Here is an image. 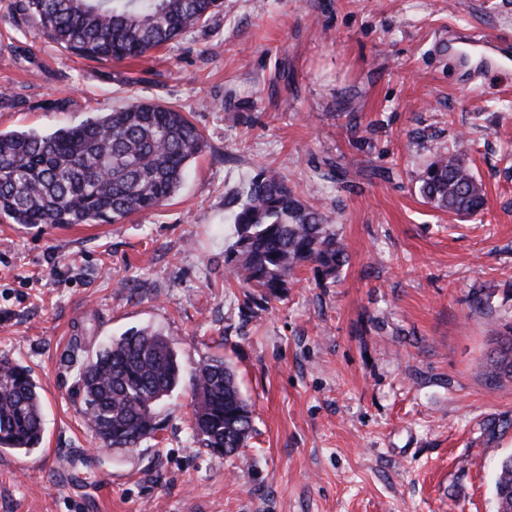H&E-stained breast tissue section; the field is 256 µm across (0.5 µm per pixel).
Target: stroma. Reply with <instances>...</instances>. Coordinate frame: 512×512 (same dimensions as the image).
<instances>
[{"label": "stroma", "mask_w": 512, "mask_h": 512, "mask_svg": "<svg viewBox=\"0 0 512 512\" xmlns=\"http://www.w3.org/2000/svg\"><path fill=\"white\" fill-rule=\"evenodd\" d=\"M13 4L0 0V131L139 98L188 113L207 147L157 212L0 220V359L31 370L44 417L40 448L0 450V512H496L512 378L486 371L512 322V68L459 64L448 37L512 52V0H223L124 62L67 53ZM461 138L487 192L473 218L418 191ZM337 162L348 182L316 178ZM263 167L333 220L348 263L333 282L303 266L247 312L225 274L229 200ZM142 327L184 373L211 354L234 367L253 410L239 455L193 441L185 384L154 438L100 449L77 371Z\"/></svg>", "instance_id": "stroma-1"}]
</instances>
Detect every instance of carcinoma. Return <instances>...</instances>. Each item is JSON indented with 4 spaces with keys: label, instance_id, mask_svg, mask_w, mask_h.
I'll use <instances>...</instances> for the list:
<instances>
[{
    "label": "carcinoma",
    "instance_id": "cac0c4a2",
    "mask_svg": "<svg viewBox=\"0 0 512 512\" xmlns=\"http://www.w3.org/2000/svg\"><path fill=\"white\" fill-rule=\"evenodd\" d=\"M221 0H17L15 9L63 50L99 61L137 59L205 23ZM464 141L438 155L419 193L460 216L485 210L486 193L462 158ZM206 141L174 106L135 101L49 133L0 132V219L10 224H112L154 211L179 189ZM224 256L243 289L242 307L283 292L307 264L323 281L348 263L331 220L262 168L232 215ZM489 375L512 378V322L490 357ZM174 344L149 328L126 332L79 371L85 423L108 448H137L159 430L158 407L181 382ZM192 431L203 447L234 456L253 432L252 410L233 368L208 356L190 379ZM43 440L42 396L26 367L0 360V449L29 452ZM497 512H512V456L494 484Z\"/></svg>",
    "mask_w": 512,
    "mask_h": 512
}]
</instances>
